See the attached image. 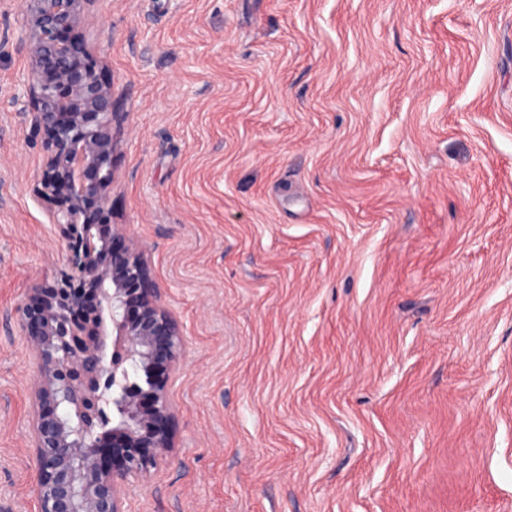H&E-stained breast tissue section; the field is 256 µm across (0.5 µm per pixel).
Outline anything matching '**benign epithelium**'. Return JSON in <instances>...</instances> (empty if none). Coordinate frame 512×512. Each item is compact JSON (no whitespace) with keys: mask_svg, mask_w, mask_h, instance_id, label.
<instances>
[{"mask_svg":"<svg viewBox=\"0 0 512 512\" xmlns=\"http://www.w3.org/2000/svg\"><path fill=\"white\" fill-rule=\"evenodd\" d=\"M93 2L20 0L22 113L46 139L35 191L67 250L66 269L17 308L36 366L38 512H125L129 488L173 448L169 388L182 331L123 225L103 231L121 113L82 32Z\"/></svg>","mask_w":512,"mask_h":512,"instance_id":"obj_1","label":"benign epithelium"}]
</instances>
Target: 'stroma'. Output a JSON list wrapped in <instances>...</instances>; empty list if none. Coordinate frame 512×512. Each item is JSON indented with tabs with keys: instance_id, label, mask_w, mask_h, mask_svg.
Segmentation results:
<instances>
[{
	"instance_id": "stroma-1",
	"label": "stroma",
	"mask_w": 512,
	"mask_h": 512,
	"mask_svg": "<svg viewBox=\"0 0 512 512\" xmlns=\"http://www.w3.org/2000/svg\"><path fill=\"white\" fill-rule=\"evenodd\" d=\"M0 0V512H38L15 310L66 264ZM113 223L178 320L126 512H512V0H95Z\"/></svg>"
}]
</instances>
